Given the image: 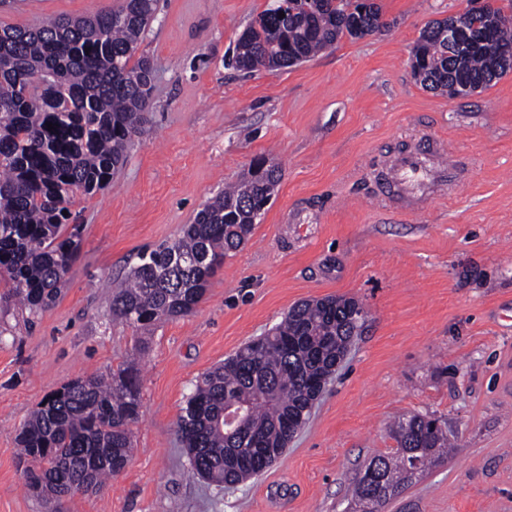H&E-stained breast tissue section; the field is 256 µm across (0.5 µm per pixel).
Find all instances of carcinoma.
<instances>
[{"label":"carcinoma","instance_id":"carcinoma-1","mask_svg":"<svg viewBox=\"0 0 512 512\" xmlns=\"http://www.w3.org/2000/svg\"><path fill=\"white\" fill-rule=\"evenodd\" d=\"M158 0H122L92 17L57 18L35 28H0V275L6 298L32 312L52 307L80 248L71 207L78 194L107 187L147 121L153 64L138 54ZM285 17H279V13ZM460 17L472 43L448 42V20L429 23L412 50L421 85L443 95L490 87L512 69V16L501 9ZM385 27L375 0H273L239 35L232 65L245 72L286 68ZM53 129H48L47 125ZM281 179L263 161L238 186L206 202L180 238L139 256L112 294V316L141 328L192 313L224 257L254 230ZM353 299L294 306L266 335L207 372L177 422L192 473L240 483L272 465L309 417L313 387L336 370L362 324ZM242 426L224 424L228 404ZM136 373L86 375L48 394L17 435L23 479L45 502L103 486L126 465L139 418ZM395 451L358 473L354 500L375 512L448 454V434L420 416L398 421Z\"/></svg>","mask_w":512,"mask_h":512}]
</instances>
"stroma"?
Listing matches in <instances>:
<instances>
[{
  "label": "stroma",
  "instance_id": "35a3bbf8",
  "mask_svg": "<svg viewBox=\"0 0 512 512\" xmlns=\"http://www.w3.org/2000/svg\"><path fill=\"white\" fill-rule=\"evenodd\" d=\"M378 2L380 32L248 74L228 59L271 0H159L140 47L148 121L111 184L77 198L81 248L61 295L34 316L0 277V512H355L356 474L413 415L445 423L456 447L383 512H512V72L453 100L424 88L412 48L467 0ZM120 4L0 0V28ZM425 134L463 175L413 207L378 166ZM260 156L281 170L275 194L194 312L142 331L114 321L113 281ZM326 296L358 300L365 324L283 455L235 485L190 476L176 424L201 375ZM130 363L141 408L126 466L46 505L24 484L19 428L61 385Z\"/></svg>",
  "mask_w": 512,
  "mask_h": 512
}]
</instances>
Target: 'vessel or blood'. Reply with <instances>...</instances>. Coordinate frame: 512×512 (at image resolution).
<instances>
[{
    "label": "vessel or blood",
    "instance_id": "b4317fda",
    "mask_svg": "<svg viewBox=\"0 0 512 512\" xmlns=\"http://www.w3.org/2000/svg\"><path fill=\"white\" fill-rule=\"evenodd\" d=\"M438 141H431L426 151H413L402 155L384 168L385 180L397 195L410 201H420L441 189L454 188L452 173L455 169L450 161L429 164L427 157L439 153Z\"/></svg>",
    "mask_w": 512,
    "mask_h": 512
}]
</instances>
